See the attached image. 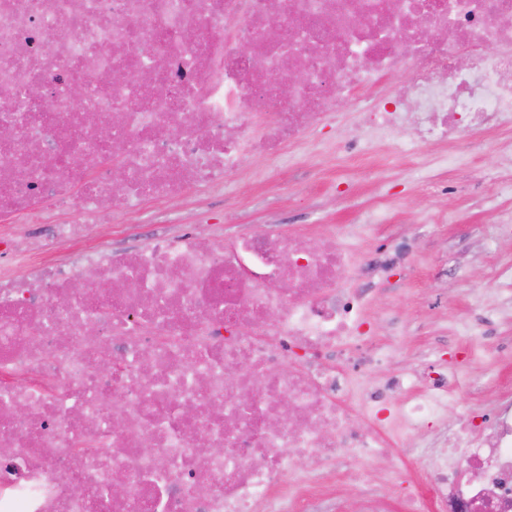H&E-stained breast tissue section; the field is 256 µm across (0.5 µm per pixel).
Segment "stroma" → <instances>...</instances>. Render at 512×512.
Instances as JSON below:
<instances>
[{
	"instance_id": "obj_1",
	"label": "stroma",
	"mask_w": 512,
	"mask_h": 512,
	"mask_svg": "<svg viewBox=\"0 0 512 512\" xmlns=\"http://www.w3.org/2000/svg\"><path fill=\"white\" fill-rule=\"evenodd\" d=\"M367 113L345 109L292 149L287 166L263 157L248 161L244 176L228 177L223 192L158 205L162 227L232 230L244 224L274 226L283 233L318 224L342 225L356 251L380 264L356 287L372 297L370 334L395 358L381 377L447 372L448 412L440 422L411 433L393 430L388 452L351 460L373 484L412 473L416 463L441 447L440 433L475 436L494 400L512 402V357L499 346L512 341V278L496 277L512 267V194L500 193L512 178V153L501 150L512 135L502 128L477 133L457 146L458 161L443 166L439 149L402 156L397 139L367 135ZM426 167L440 193L424 191L415 172ZM385 223L364 222L373 210Z\"/></svg>"
}]
</instances>
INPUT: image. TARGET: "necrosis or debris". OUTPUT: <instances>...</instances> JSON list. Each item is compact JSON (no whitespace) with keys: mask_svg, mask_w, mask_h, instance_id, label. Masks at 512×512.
Returning a JSON list of instances; mask_svg holds the SVG:
<instances>
[{"mask_svg":"<svg viewBox=\"0 0 512 512\" xmlns=\"http://www.w3.org/2000/svg\"><path fill=\"white\" fill-rule=\"evenodd\" d=\"M389 74L393 104L363 100ZM349 105L411 122L412 153L512 123V0H0V512H312L348 482L362 512H512L511 407L415 486L348 468L391 412L438 418L448 378L397 410L410 376L363 385L386 356L337 225L91 245ZM145 230L138 217H131L116 224H105L99 227L96 235L112 240V246L130 248L139 246L145 241Z\"/></svg>","mask_w":512,"mask_h":512,"instance_id":"4bbe7bcc","label":"necrosis or debris"}]
</instances>
